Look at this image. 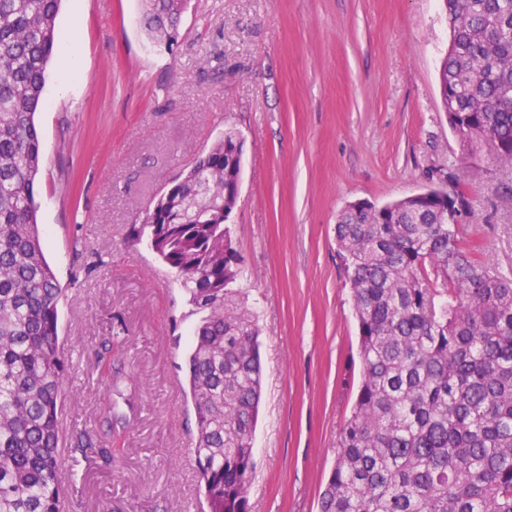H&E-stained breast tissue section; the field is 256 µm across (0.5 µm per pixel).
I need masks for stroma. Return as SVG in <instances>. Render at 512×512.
<instances>
[{
  "label": "stroma",
  "mask_w": 512,
  "mask_h": 512,
  "mask_svg": "<svg viewBox=\"0 0 512 512\" xmlns=\"http://www.w3.org/2000/svg\"><path fill=\"white\" fill-rule=\"evenodd\" d=\"M140 0H62L36 115L45 257L63 290L70 433L109 409L129 425L111 459L77 463L65 512H190L195 416L186 357L196 319L174 273L127 235L138 215L232 129L244 140L228 226L259 316L262 397L251 512H318L361 378L334 227L349 204L461 171L462 235L512 277V172L469 155L441 107V0H190L151 46ZM111 351L126 379H100Z\"/></svg>",
  "instance_id": "35a3bbf8"
}]
</instances>
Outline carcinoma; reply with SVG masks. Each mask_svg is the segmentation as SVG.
Returning a JSON list of instances; mask_svg holds the SVG:
<instances>
[{
    "mask_svg": "<svg viewBox=\"0 0 512 512\" xmlns=\"http://www.w3.org/2000/svg\"><path fill=\"white\" fill-rule=\"evenodd\" d=\"M61 0H0V512H63L68 458L104 453L87 433L63 453L62 288L47 262L34 184L35 114ZM146 34L171 37L187 0H142ZM450 43L438 86L468 153L481 137L512 168V0H443ZM224 132L162 196L130 241L151 236L200 315L188 355L200 485L209 512H249L261 395L259 329L224 225L242 167ZM444 187L358 211L335 226L353 290L361 383L319 512H512V278L474 258L441 211Z\"/></svg>",
    "mask_w": 512,
    "mask_h": 512,
    "instance_id": "carcinoma-1",
    "label": "carcinoma"
}]
</instances>
